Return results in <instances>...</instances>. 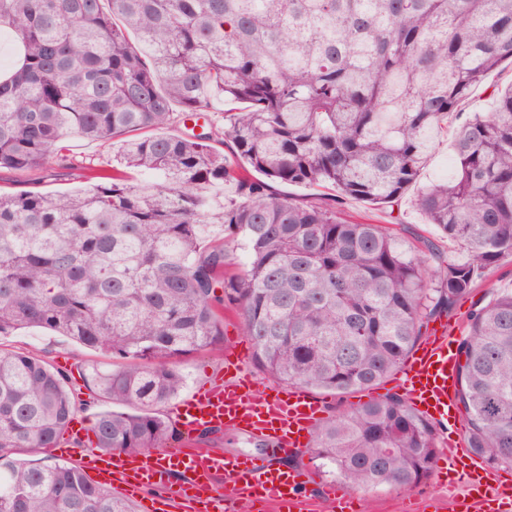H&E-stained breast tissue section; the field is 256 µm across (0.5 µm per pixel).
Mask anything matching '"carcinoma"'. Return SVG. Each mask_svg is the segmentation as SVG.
Wrapping results in <instances>:
<instances>
[{
    "mask_svg": "<svg viewBox=\"0 0 512 512\" xmlns=\"http://www.w3.org/2000/svg\"><path fill=\"white\" fill-rule=\"evenodd\" d=\"M2 28L19 55L0 73V169H68L72 136L120 142L122 167L78 168L84 190L0 192V336L42 328L112 356L85 378L108 405L91 426L103 454L176 436L159 412L184 386L175 363L224 336L226 303L263 372L345 395L512 256V86L458 125L453 179L418 185L440 124L512 63V0H0ZM212 98L233 104L222 124ZM201 117L205 133L153 134ZM410 191L465 260L336 207ZM458 350L465 443L512 466V288L473 305ZM76 411L65 371L0 351V512H132L73 464L13 458L55 447ZM439 448L392 393L324 422L311 453L370 491L416 487Z\"/></svg>",
    "mask_w": 512,
    "mask_h": 512,
    "instance_id": "carcinoma-1",
    "label": "carcinoma"
}]
</instances>
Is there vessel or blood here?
I'll use <instances>...</instances> for the list:
<instances>
[{"instance_id":"b4317fda","label":"vessel or blood","mask_w":512,"mask_h":512,"mask_svg":"<svg viewBox=\"0 0 512 512\" xmlns=\"http://www.w3.org/2000/svg\"><path fill=\"white\" fill-rule=\"evenodd\" d=\"M457 354L447 325L432 329L428 341L400 371L396 384L411 404L436 419L454 417ZM244 369L243 355L227 359L224 373L210 380L172 413L181 437L161 452L130 455H86L80 468L95 483L124 488L151 500L150 512H223L225 495L263 512H303L308 480L303 471L284 470L272 456L308 448L323 405L298 387H274L256 395ZM243 430L268 444V461L243 456L227 459L195 445L204 429ZM443 474H455L466 483L468 495L455 500L456 512H471L475 505L488 512H512V481L487 470L463 439H449ZM223 486H216V477Z\"/></svg>"}]
</instances>
